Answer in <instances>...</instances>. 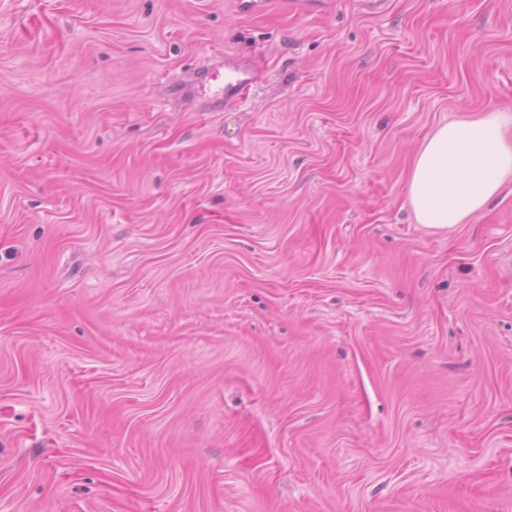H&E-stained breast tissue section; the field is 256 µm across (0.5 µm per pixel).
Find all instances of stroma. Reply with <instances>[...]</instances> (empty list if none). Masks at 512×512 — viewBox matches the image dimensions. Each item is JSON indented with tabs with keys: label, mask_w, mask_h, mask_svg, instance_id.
Returning a JSON list of instances; mask_svg holds the SVG:
<instances>
[{
	"label": "stroma",
	"mask_w": 512,
	"mask_h": 512,
	"mask_svg": "<svg viewBox=\"0 0 512 512\" xmlns=\"http://www.w3.org/2000/svg\"><path fill=\"white\" fill-rule=\"evenodd\" d=\"M509 108L512 0H0V512H512ZM512 113L440 124L423 141L407 181L417 224L448 230L483 209L512 177Z\"/></svg>",
	"instance_id": "1"
}]
</instances>
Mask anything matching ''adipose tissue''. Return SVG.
Masks as SVG:
<instances>
[{
    "label": "adipose tissue",
    "instance_id": "obj_1",
    "mask_svg": "<svg viewBox=\"0 0 512 512\" xmlns=\"http://www.w3.org/2000/svg\"><path fill=\"white\" fill-rule=\"evenodd\" d=\"M512 178V113L440 124L423 141L407 181L417 223L448 230L483 209Z\"/></svg>",
    "mask_w": 512,
    "mask_h": 512
}]
</instances>
